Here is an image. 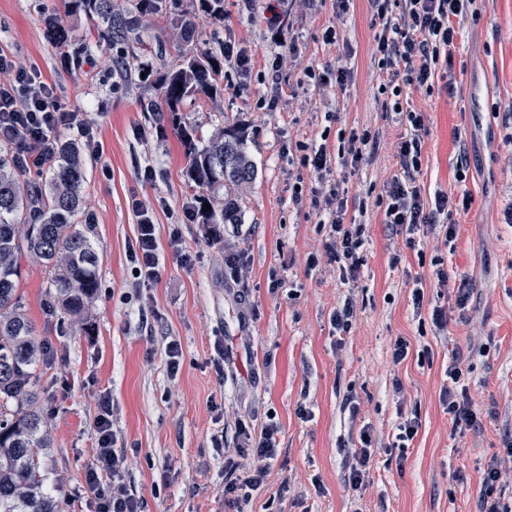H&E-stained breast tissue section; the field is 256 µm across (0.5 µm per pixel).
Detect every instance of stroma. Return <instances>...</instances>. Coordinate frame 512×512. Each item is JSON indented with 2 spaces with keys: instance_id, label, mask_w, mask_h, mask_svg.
Returning <instances> with one entry per match:
<instances>
[{
  "instance_id": "obj_1",
  "label": "stroma",
  "mask_w": 512,
  "mask_h": 512,
  "mask_svg": "<svg viewBox=\"0 0 512 512\" xmlns=\"http://www.w3.org/2000/svg\"><path fill=\"white\" fill-rule=\"evenodd\" d=\"M139 0H112L114 17L137 15L140 42H100L97 20L70 0H0V52L35 67L69 109L91 113L100 155H85L84 206L96 222L101 288L92 306V332L63 331L48 310L50 288L42 269L21 261L20 291L37 333L57 353L40 383L54 446L45 463V486L64 500L65 512H90L84 473L96 446L98 398L112 403L118 447L126 449L131 487L145 512H225L224 457L212 446L216 419L224 444L235 445L234 419L254 414L255 427L274 421L279 453L265 485L253 494L251 512H477L484 493L512 501V484L486 490L482 473L512 441V0H483L477 21H466L455 55L454 91L431 97L405 92V109L423 113L428 134L415 175L424 200L436 191L468 189L472 205L458 215L453 247L423 241L421 250L393 234L371 185L396 174V145L405 128L377 93L371 0H351L337 17L330 0H224V22L200 21L201 48L235 42L252 58L241 75L224 71L217 102L186 100L180 115L196 141L217 129H242L256 176L243 190L242 221L211 227L182 222L193 196L188 160L168 117L144 111L159 78L172 68L165 7L136 11ZM279 14L292 28L294 48L283 52L268 26ZM55 16L70 35L62 50L45 35ZM335 28L334 43L325 42ZM123 66L112 69L114 56ZM281 57L279 79L270 66ZM344 64L352 75L343 91L300 90L304 67ZM338 119L327 122L326 113ZM378 134L359 170L347 177L348 213L367 226L364 264L356 283L343 282L337 266H310L327 231L309 208L291 202V148L327 135L338 147L343 129ZM469 172L456 180L459 144ZM154 166L151 184L137 173ZM154 206L160 236L179 225L195 253L186 269L169 248L161 250V278L139 287L128 249L137 218L131 195ZM238 241L249 276L244 286L224 277L225 239ZM400 255L392 263V255ZM467 279L473 295L465 312L453 307L451 289L435 288L433 273ZM422 277L424 302L414 308V277ZM357 302L350 333L336 336L330 316L346 295ZM448 310L437 330L433 307ZM229 354L226 380L214 367V342ZM409 355L393 364L396 339ZM177 341L182 357L170 374L165 347ZM459 351L479 426L454 432L441 402L448 354ZM418 409L421 426L409 447L392 441L403 410ZM373 431L372 465L364 485L351 489L343 474L354 461L363 426Z\"/></svg>"
}]
</instances>
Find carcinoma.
Listing matches in <instances>:
<instances>
[{
	"mask_svg": "<svg viewBox=\"0 0 512 512\" xmlns=\"http://www.w3.org/2000/svg\"><path fill=\"white\" fill-rule=\"evenodd\" d=\"M71 2L74 10L101 18L106 28L98 36L112 43V0ZM180 2L171 0L177 64L162 75L157 99L144 111L167 112L177 127L199 203L210 205L201 212L202 223L239 224L238 199L221 200L219 193L255 176L243 134L225 127L200 147L178 117L185 100H213L224 81V49L198 46L196 14L180 9ZM199 9L212 22H224V0H200ZM45 35L59 47L69 41L68 31L51 18ZM83 185L82 154L70 141L60 143L55 160L37 179L15 168L11 148L0 150V512H62L44 487L43 459L53 447L39 393L45 344L19 292L20 260L28 257L43 267L63 325L88 330V307L100 288V254L84 219Z\"/></svg>",
	"mask_w": 512,
	"mask_h": 512,
	"instance_id": "obj_1",
	"label": "carcinoma"
}]
</instances>
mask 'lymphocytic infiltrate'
<instances>
[{
  "instance_id": "1",
  "label": "lymphocytic infiltrate",
  "mask_w": 512,
  "mask_h": 512,
  "mask_svg": "<svg viewBox=\"0 0 512 512\" xmlns=\"http://www.w3.org/2000/svg\"><path fill=\"white\" fill-rule=\"evenodd\" d=\"M373 26L379 94H392L389 109L404 116L406 132L398 143L400 174L394 175L378 195L384 208V222L405 231L409 248H416L417 235L442 234L445 243L456 239V214L468 212L469 192L448 197L436 192L433 206H426L413 181L421 168L424 138L428 133L422 113L404 110L400 96L412 88L432 96L446 74L452 73L458 49L461 24L478 18V0H372ZM76 136L86 151L100 152L97 125L86 113L69 110L57 100L52 87L35 69L18 64L0 53V145L13 148L16 167L38 173L55 157L62 133ZM337 152L326 144L296 142L299 166L312 173L314 184L309 194L294 191L295 207L310 206L329 232L325 244L328 263L337 264L344 279L356 281L363 265L366 243L364 224L348 219V199L342 180L336 179V165L358 168L378 136L370 129L350 130L338 136ZM129 206L137 217V234L129 250V260L143 285L156 283L161 273L160 239L151 204L131 196ZM462 357L451 352L442 386V404L454 429L463 431L478 426L474 401L462 379ZM96 420V448L93 462L85 474V485L96 494V512H144V502L130 488L128 455L116 445L112 429V405L108 397L99 399ZM236 445H224L223 431L212 436L214 448L224 452V505L229 512H246L254 491L266 481L278 453L280 428L270 423L253 432L243 418H236Z\"/></svg>"
}]
</instances>
